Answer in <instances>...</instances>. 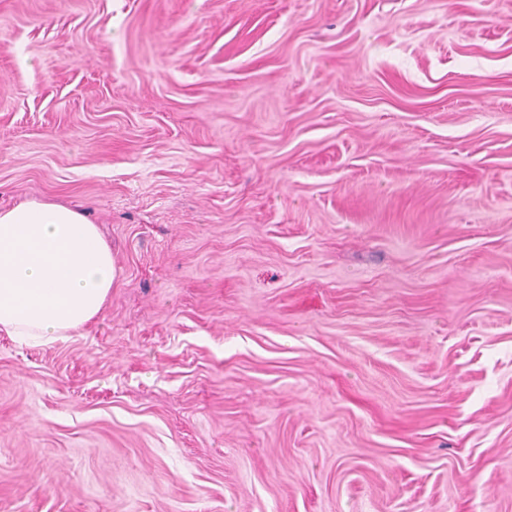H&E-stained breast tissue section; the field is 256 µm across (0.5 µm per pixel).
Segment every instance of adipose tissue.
I'll use <instances>...</instances> for the list:
<instances>
[{
	"label": "adipose tissue",
	"instance_id": "1",
	"mask_svg": "<svg viewBox=\"0 0 512 512\" xmlns=\"http://www.w3.org/2000/svg\"><path fill=\"white\" fill-rule=\"evenodd\" d=\"M115 259L76 206L30 198L0 209V332L52 344L100 316Z\"/></svg>",
	"mask_w": 512,
	"mask_h": 512
}]
</instances>
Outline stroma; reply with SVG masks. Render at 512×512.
Wrapping results in <instances>:
<instances>
[{"label":"stroma","mask_w":512,"mask_h":512,"mask_svg":"<svg viewBox=\"0 0 512 512\" xmlns=\"http://www.w3.org/2000/svg\"><path fill=\"white\" fill-rule=\"evenodd\" d=\"M27 198L117 276L0 512H512V0H0Z\"/></svg>","instance_id":"stroma-1"}]
</instances>
